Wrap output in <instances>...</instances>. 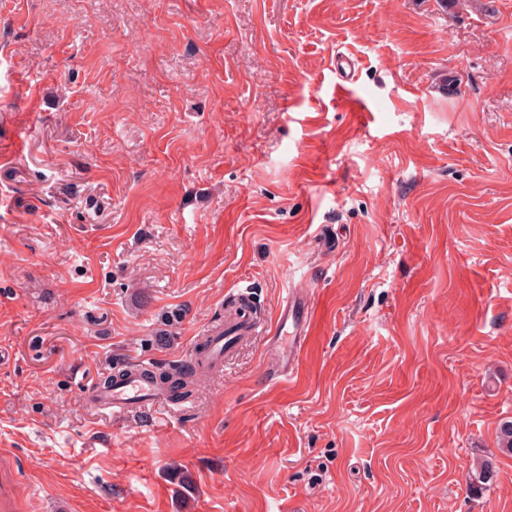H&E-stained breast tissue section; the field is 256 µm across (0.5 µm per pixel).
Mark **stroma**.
<instances>
[{"label":"stroma","mask_w":512,"mask_h":512,"mask_svg":"<svg viewBox=\"0 0 512 512\" xmlns=\"http://www.w3.org/2000/svg\"><path fill=\"white\" fill-rule=\"evenodd\" d=\"M243 290L192 401L87 403ZM508 420L512 0H0V512H512ZM352 67L354 68V65L350 57L344 54L340 55L336 63V73L341 82L336 83V95L349 112H354L357 116L368 118L372 111L366 102L356 95L350 87L353 83ZM346 69H349L348 73ZM309 291L292 288L280 305L269 340V364L272 374L283 380L294 374L297 357L308 336L304 312ZM236 337L251 338L253 336H225L224 338L215 340L209 349V355L207 360L210 373L218 375L223 372L224 354L230 352L229 349L224 352V345H227Z\"/></svg>","instance_id":"1"}]
</instances>
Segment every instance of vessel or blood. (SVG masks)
Listing matches in <instances>:
<instances>
[{
    "label": "vessel or blood",
    "mask_w": 512,
    "mask_h": 512,
    "mask_svg": "<svg viewBox=\"0 0 512 512\" xmlns=\"http://www.w3.org/2000/svg\"><path fill=\"white\" fill-rule=\"evenodd\" d=\"M353 62L349 56H340L336 64L339 81L336 94L343 106L355 115L368 117L371 114L366 102L356 95L351 84ZM309 304V292L305 289H290L283 300L269 338V364L275 377L288 379L294 374L297 357L308 336L304 312ZM164 394L158 393L152 385L139 377H132L112 390L91 392L92 406L108 410L112 414H123L134 405H148L164 401Z\"/></svg>",
    "instance_id": "obj_1"
}]
</instances>
